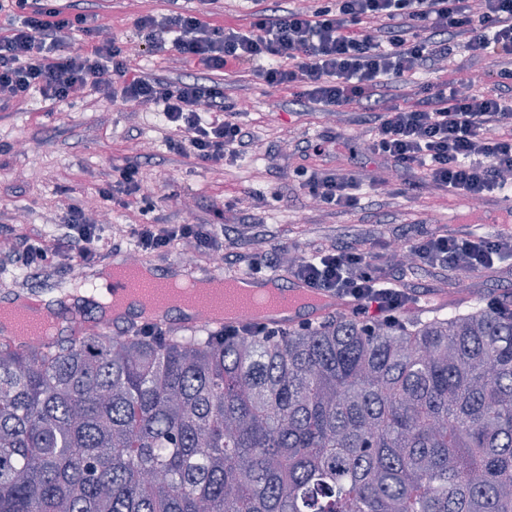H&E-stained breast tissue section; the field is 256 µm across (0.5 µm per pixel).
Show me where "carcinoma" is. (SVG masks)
<instances>
[{
	"instance_id": "carcinoma-1",
	"label": "carcinoma",
	"mask_w": 512,
	"mask_h": 512,
	"mask_svg": "<svg viewBox=\"0 0 512 512\" xmlns=\"http://www.w3.org/2000/svg\"><path fill=\"white\" fill-rule=\"evenodd\" d=\"M0 512H512V294L373 332L0 337Z\"/></svg>"
}]
</instances>
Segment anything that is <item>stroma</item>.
<instances>
[{"instance_id":"1","label":"stroma","mask_w":512,"mask_h":512,"mask_svg":"<svg viewBox=\"0 0 512 512\" xmlns=\"http://www.w3.org/2000/svg\"><path fill=\"white\" fill-rule=\"evenodd\" d=\"M312 0H190L213 25L246 29L259 11L296 10ZM97 14L107 36L131 43L133 21L143 13L160 15L167 0H84ZM133 72L171 83L195 78L224 88V100L244 113L254 134L245 154L235 162L210 167L170 150L169 131L155 112L133 103L113 102L95 93L71 103L49 106L35 96L0 111V225L22 224L42 231L64 223L71 204L91 202L89 217L120 228L132 224H260L272 240L306 253L322 226L345 234L374 224H451L456 216L478 214V207L458 195H419L364 189L357 208L332 212L316 208L303 190L289 186L293 167H351L365 176H381L383 168L368 149L369 103L351 105L343 113L322 111L301 98L298 88H268L257 69L208 71L168 52L134 51ZM470 81L476 91L499 93L496 76L480 63L448 60L443 69L423 70L389 80L380 93L401 105L419 99L426 84ZM326 131L336 132L346 146L329 158L295 152V144ZM138 160L149 201L125 196L105 200L101 188L112 180L113 165ZM66 274L23 272L0 267V290L37 288L54 296L67 288Z\"/></svg>"}]
</instances>
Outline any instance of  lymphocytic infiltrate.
<instances>
[{
	"label": "lymphocytic infiltrate",
	"instance_id": "1",
	"mask_svg": "<svg viewBox=\"0 0 512 512\" xmlns=\"http://www.w3.org/2000/svg\"><path fill=\"white\" fill-rule=\"evenodd\" d=\"M167 14H145L134 21L144 45L173 51L210 71L260 64L272 89L299 88L302 97L336 111L370 99L390 78L412 75L446 61L457 37L470 56L489 58L499 79L512 82V0H324L314 10L263 15L248 29L220 28L198 11L168 0ZM12 24L0 32V105L22 103L33 95L65 103L94 92L107 99L145 105L180 132L172 149L206 165L236 158L249 132L239 113L228 109L222 86L197 80L169 84L129 73L128 51L116 39L100 38L96 14L78 0L60 9L53 0H0ZM373 23L375 34L353 31ZM86 42L71 49L75 34ZM370 154L389 178L375 187L432 189L483 199L512 188V100L489 93L464 94L435 84L422 104L382 105ZM308 196L321 208L350 210L359 202L357 173L298 169ZM129 235L139 251L164 252L182 242L194 250L247 263L251 273L276 267L287 246L244 240L221 224H134ZM8 263L61 271L73 262L91 265L109 251L103 225L83 206L71 207L65 223L50 236L19 233ZM400 242L411 261L388 266L373 260L375 246ZM512 259V225L487 235L459 228L439 231L415 224L374 241L317 239L307 257L292 265V277L353 303L352 315L365 329L402 323L421 292L407 274L423 270L440 283H452L459 270L480 275Z\"/></svg>",
	"mask_w": 512,
	"mask_h": 512
}]
</instances>
